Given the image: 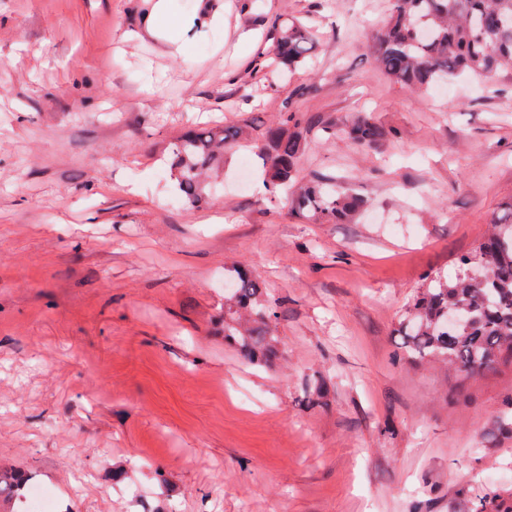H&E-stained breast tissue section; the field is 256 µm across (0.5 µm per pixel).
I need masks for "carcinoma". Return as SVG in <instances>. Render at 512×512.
<instances>
[{
  "mask_svg": "<svg viewBox=\"0 0 512 512\" xmlns=\"http://www.w3.org/2000/svg\"><path fill=\"white\" fill-rule=\"evenodd\" d=\"M385 27L372 46L377 67L409 89H425L456 72L492 78L512 70V0H390ZM273 50L275 65L291 70L309 57L311 27L282 18ZM336 134L363 146L398 136L368 117L339 127ZM240 128L190 131L171 143L168 175L183 200L200 206L210 199L212 175L224 155L243 138ZM307 146L301 122L283 115L267 127L259 154L265 158L264 183L270 197L289 194L291 214L305 224H346L366 200L333 179H298ZM451 277L429 276L410 300L395 329L402 346L393 361L434 362L465 374H479L512 358V201L492 220L479 249L456 259ZM277 305L263 299L250 273L233 266L224 273V344L250 364L269 369L281 358L272 327ZM24 472L0 460V489H22Z\"/></svg>",
  "mask_w": 512,
  "mask_h": 512,
  "instance_id": "carcinoma-1",
  "label": "carcinoma"
}]
</instances>
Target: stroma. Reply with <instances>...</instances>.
Returning <instances> with one entry per match:
<instances>
[{
    "label": "stroma",
    "instance_id": "stroma-1",
    "mask_svg": "<svg viewBox=\"0 0 512 512\" xmlns=\"http://www.w3.org/2000/svg\"><path fill=\"white\" fill-rule=\"evenodd\" d=\"M0 0V459L57 512H512V364L467 376L396 363L393 329L512 200V74L390 80L370 53L390 0ZM278 16L309 19L306 63L254 69ZM296 113L303 178L353 183L350 224H303L248 189L187 205L169 145ZM368 116L399 138L324 127ZM282 304L267 371L228 348L224 266ZM325 380L330 407H308ZM161 470L168 486L157 485Z\"/></svg>",
    "mask_w": 512,
    "mask_h": 512
}]
</instances>
